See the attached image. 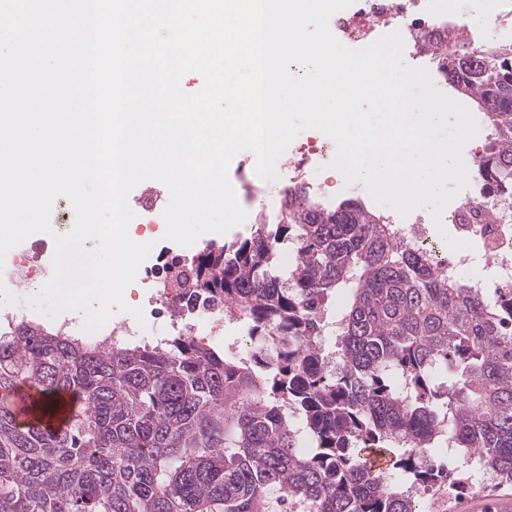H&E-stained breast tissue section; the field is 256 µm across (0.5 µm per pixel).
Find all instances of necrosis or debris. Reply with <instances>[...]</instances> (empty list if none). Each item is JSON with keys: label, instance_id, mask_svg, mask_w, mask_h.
I'll return each instance as SVG.
<instances>
[{"label": "necrosis or debris", "instance_id": "obj_1", "mask_svg": "<svg viewBox=\"0 0 512 512\" xmlns=\"http://www.w3.org/2000/svg\"><path fill=\"white\" fill-rule=\"evenodd\" d=\"M422 13L421 0H361L350 16L336 20V28L348 40H367L378 32L401 30L415 34L417 17ZM448 222L466 242V249L451 254L443 263L450 278L462 280L466 287L481 293L502 294L512 290V206L493 193L479 190L467 201H459L449 210ZM51 266L41 262L31 266L25 251H18L0 269V283L7 291L20 286L37 287L49 276ZM165 299L177 302V313L167 316L165 309L153 308L152 318H168L170 331L186 329L190 333L218 335L224 328L223 307L191 303L176 289L164 291ZM83 320L76 315L64 316L60 328L70 336H86L88 341L108 347L128 339L130 324L126 318H112L98 331L88 334Z\"/></svg>", "mask_w": 512, "mask_h": 512}]
</instances>
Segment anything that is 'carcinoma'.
I'll return each mask as SVG.
<instances>
[{
    "label": "carcinoma",
    "mask_w": 512,
    "mask_h": 512,
    "mask_svg": "<svg viewBox=\"0 0 512 512\" xmlns=\"http://www.w3.org/2000/svg\"><path fill=\"white\" fill-rule=\"evenodd\" d=\"M419 49L483 112L493 138L477 174L512 203V48L450 29ZM191 261L189 298L223 303L247 356L187 332L100 348L20 322L0 339V512H421L405 487L463 472L492 475L491 496L512 488V293L448 279L357 199L292 188L278 223ZM22 387L38 394L27 425L10 404ZM59 412L65 426H42Z\"/></svg>",
    "instance_id": "1"
}]
</instances>
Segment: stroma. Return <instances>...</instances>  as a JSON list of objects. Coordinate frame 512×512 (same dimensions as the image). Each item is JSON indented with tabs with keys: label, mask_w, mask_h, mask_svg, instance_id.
I'll return each mask as SVG.
<instances>
[{
	"label": "stroma",
	"mask_w": 512,
	"mask_h": 512,
	"mask_svg": "<svg viewBox=\"0 0 512 512\" xmlns=\"http://www.w3.org/2000/svg\"><path fill=\"white\" fill-rule=\"evenodd\" d=\"M316 129L300 132L288 145L276 163L277 177L266 181L255 172V156L243 151L232 160L228 176L235 190L239 204L246 210L247 218L241 224L224 234L207 233L185 250L186 255H194L211 242L223 243L234 239L250 237L259 222L277 223L280 203L285 190L294 175L293 161L301 146L308 140L319 137ZM315 193L324 204L333 205L345 199L366 200L367 187L361 182H347L344 173L337 167L320 169ZM170 200L168 188L156 180H146L138 184L128 196V204L136 216L131 224V234L136 238H148L152 243L151 251L145 259V266H152L168 241L164 237L165 229L158 224L139 223L145 203H153L157 210H164ZM450 512H512V490L502 491L490 497L483 493H474L471 489L459 490L449 502Z\"/></svg>",
	"instance_id": "1"
}]
</instances>
